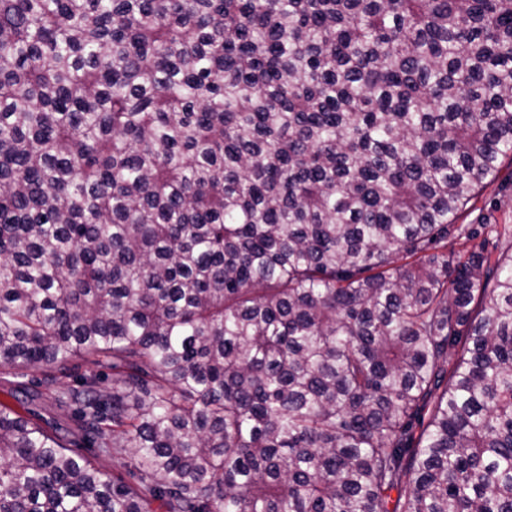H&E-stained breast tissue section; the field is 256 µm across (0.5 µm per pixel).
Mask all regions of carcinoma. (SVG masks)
<instances>
[{
    "mask_svg": "<svg viewBox=\"0 0 512 512\" xmlns=\"http://www.w3.org/2000/svg\"><path fill=\"white\" fill-rule=\"evenodd\" d=\"M506 157L512 0H0V512H512ZM456 224H481L491 217L489 224H509L512 229V163L504 160L498 177L480 189Z\"/></svg>",
    "mask_w": 512,
    "mask_h": 512,
    "instance_id": "1",
    "label": "carcinoma"
}]
</instances>
